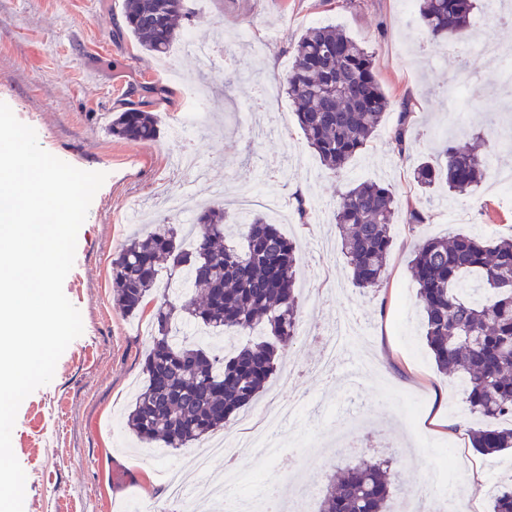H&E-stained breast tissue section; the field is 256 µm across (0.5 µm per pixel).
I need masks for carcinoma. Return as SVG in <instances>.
<instances>
[{
	"label": "carcinoma",
	"mask_w": 512,
	"mask_h": 512,
	"mask_svg": "<svg viewBox=\"0 0 512 512\" xmlns=\"http://www.w3.org/2000/svg\"><path fill=\"white\" fill-rule=\"evenodd\" d=\"M476 0H419V22L429 39L461 34L472 23ZM126 31L147 53L162 57L181 35L184 0H124ZM288 98L308 146L340 174L381 125L390 101L374 73L372 55L329 25L313 26L293 48L286 78ZM160 116L133 101L112 117L108 133L152 142ZM489 172L487 156L450 141L440 158L413 169L427 190L439 182L448 192L478 186ZM399 213L395 192L384 185L353 184L336 203L334 220L342 253L356 286L376 291L386 282L393 250L391 224ZM230 217L222 205L196 215L189 243L173 224H155L133 236L112 259V302L136 315L156 288L158 276H190L198 296L161 295L152 315L155 336L145 356L146 383L126 425L150 447L188 448L224 427L256 399L293 343L299 303L293 276L295 244L262 216L246 223L243 243L224 244ZM426 341L439 372L464 384L470 412L478 418L472 443L484 454L512 448V238L490 240L465 233L431 238L411 260ZM196 323L212 333L262 330V339L225 351L190 336L176 339L179 324ZM319 512H388L394 489L390 460L360 458L325 474ZM492 512H512V483L492 494Z\"/></svg>",
	"instance_id": "carcinoma-1"
}]
</instances>
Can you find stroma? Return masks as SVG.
<instances>
[{"instance_id":"35a3bbf8","label":"stroma","mask_w":512,"mask_h":512,"mask_svg":"<svg viewBox=\"0 0 512 512\" xmlns=\"http://www.w3.org/2000/svg\"><path fill=\"white\" fill-rule=\"evenodd\" d=\"M185 11L187 35L218 51L213 71H200L182 41L154 58L132 37L115 38V27L124 22L123 0H0V102L34 128L43 150L107 175L79 229L63 286L81 313L83 333L60 357L52 381L23 400L12 432L26 474L24 512H183L182 503L168 497L165 480L168 471L183 468L186 451H139L122 426L145 384L142 363L154 336L152 306L128 317L112 305L111 263L136 230L124 221L126 206L139 199L154 224L193 223L195 203L218 195L232 212L282 155L289 164L281 190L288 219L280 229L301 256L300 333L256 402L236 414L224 435L245 431L271 400L297 398L299 416L276 435L284 455L297 460L299 479L316 481L327 467L312 457V445L334 443L350 431L363 454L391 458L397 504L418 510L423 490L447 496L466 482L467 462L474 459L484 473L475 493L482 512H491L490 490L512 476V452L485 455L462 444L474 417L458 381L436 368L409 261L425 239L455 232L448 222L452 208L467 213L464 232L512 236V203L496 196L491 181L452 197L445 185L423 190L413 179L414 167L436 158L448 135L466 140L482 134L493 169L512 170V127L504 123L501 90V67L512 65V22L474 14L472 36L489 33L500 62L471 54L473 90L450 96L448 44L422 40L408 0H186ZM316 24L336 26L373 51L391 103L340 175L308 147L284 85L292 47ZM242 26L251 27L252 41L235 39ZM192 83L214 106L216 126H225L190 138L196 173L178 170L169 140L172 124L189 108ZM141 85L154 88L148 108L160 115L157 140L112 138L113 114L125 109L128 90ZM403 112L412 113L413 124L401 153L392 134ZM364 181L391 186L399 202L427 215L416 226L396 217L386 284L375 293L354 285L341 251H320L321 241L339 240L332 212L340 194ZM170 194L185 200L184 213L165 210ZM301 200L319 207L299 217ZM344 313L363 326L347 346L362 366L355 388L346 386L341 372L316 368L322 357L316 336L333 329ZM241 467V493L260 498L281 483L278 460L248 456Z\"/></svg>"}]
</instances>
